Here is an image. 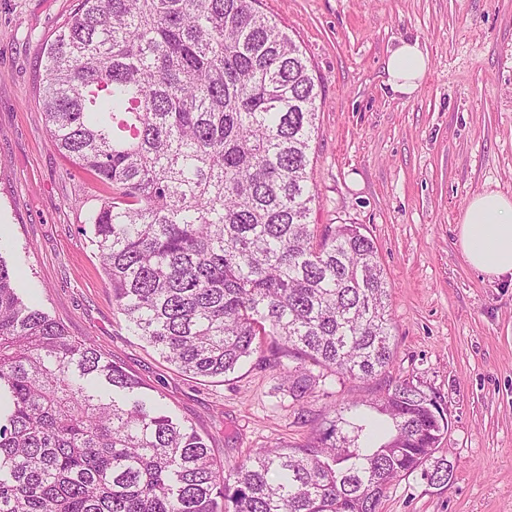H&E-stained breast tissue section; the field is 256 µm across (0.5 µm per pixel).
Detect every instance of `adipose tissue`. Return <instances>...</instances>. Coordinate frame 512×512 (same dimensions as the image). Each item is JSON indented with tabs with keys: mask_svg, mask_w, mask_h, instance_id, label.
I'll return each instance as SVG.
<instances>
[{
	"mask_svg": "<svg viewBox=\"0 0 512 512\" xmlns=\"http://www.w3.org/2000/svg\"><path fill=\"white\" fill-rule=\"evenodd\" d=\"M429 63L419 40H400L386 59V83L402 97L412 96ZM458 245L474 269L488 277L512 278V197L483 191L468 201L457 227Z\"/></svg>",
	"mask_w": 512,
	"mask_h": 512,
	"instance_id": "adipose-tissue-1",
	"label": "adipose tissue"
}]
</instances>
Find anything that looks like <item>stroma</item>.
<instances>
[{"mask_svg":"<svg viewBox=\"0 0 512 512\" xmlns=\"http://www.w3.org/2000/svg\"><path fill=\"white\" fill-rule=\"evenodd\" d=\"M73 4L0 0V254L18 293L139 376L228 466L317 445L343 401L413 382L445 413L437 455L452 472L440 486L407 474L380 512H512V281L474 270L456 234L474 194L512 196V0H262L321 83L310 221L362 225L391 285L392 364L325 375L299 403L255 355L215 380L179 373L114 309L83 232L99 191L57 150L40 101L46 42ZM415 37L430 67L399 97L384 60Z\"/></svg>","mask_w":512,"mask_h":512,"instance_id":"35a3bbf8","label":"stroma"}]
</instances>
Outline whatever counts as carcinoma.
<instances>
[{"label":"carcinoma","instance_id":"1","mask_svg":"<svg viewBox=\"0 0 512 512\" xmlns=\"http://www.w3.org/2000/svg\"><path fill=\"white\" fill-rule=\"evenodd\" d=\"M261 0H76L44 49L42 106L72 166L112 304L181 373L255 353L295 400L319 376L393 361L390 284L371 238L308 221L321 90ZM143 383L26 304L0 254V512H378L431 459L437 399L402 382L345 403L308 448L227 468Z\"/></svg>","mask_w":512,"mask_h":512}]
</instances>
